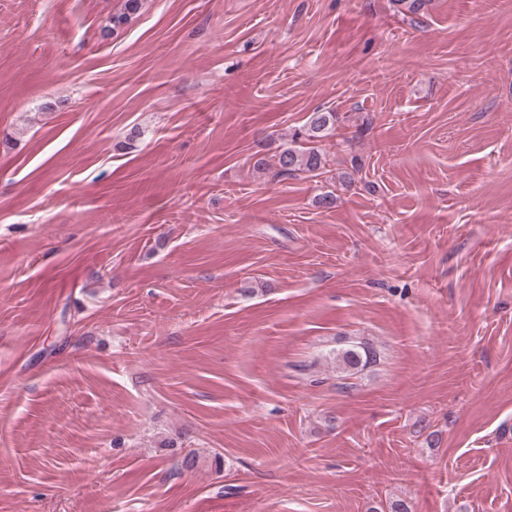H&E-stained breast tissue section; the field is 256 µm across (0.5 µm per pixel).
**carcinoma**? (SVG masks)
Here are the masks:
<instances>
[{"label":"carcinoma","instance_id":"carcinoma-1","mask_svg":"<svg viewBox=\"0 0 512 512\" xmlns=\"http://www.w3.org/2000/svg\"><path fill=\"white\" fill-rule=\"evenodd\" d=\"M400 6L403 18L410 24L417 23L424 0H396ZM338 121L335 112H314L302 128L291 135V145L282 149L269 162L264 158L254 163L257 170H275V174L284 177H295L300 173H309L314 176L327 165L326 155L310 143L328 138L336 131ZM337 379L341 380L340 387L351 388L352 380L376 361V351L368 342L352 341L347 347L336 351Z\"/></svg>","mask_w":512,"mask_h":512}]
</instances>
